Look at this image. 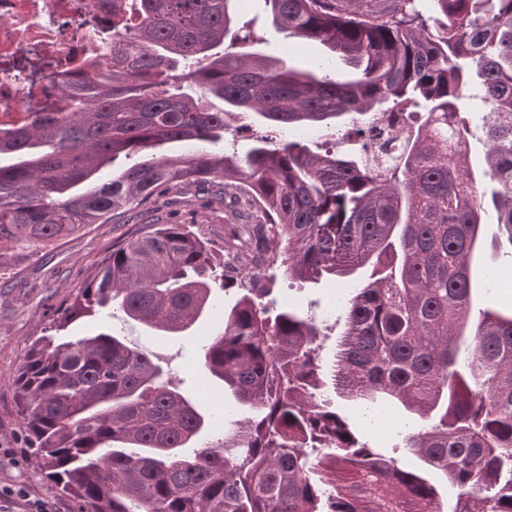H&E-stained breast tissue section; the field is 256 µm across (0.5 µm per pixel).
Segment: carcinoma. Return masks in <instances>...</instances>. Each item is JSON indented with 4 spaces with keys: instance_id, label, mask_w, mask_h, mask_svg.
Segmentation results:
<instances>
[{
    "instance_id": "cac0c4a2",
    "label": "carcinoma",
    "mask_w": 512,
    "mask_h": 512,
    "mask_svg": "<svg viewBox=\"0 0 512 512\" xmlns=\"http://www.w3.org/2000/svg\"><path fill=\"white\" fill-rule=\"evenodd\" d=\"M123 2L109 63L62 82L53 109L0 124V158L14 159L0 163V252L118 221L172 187L218 180L237 206L222 250L188 224L113 243L54 334L30 342L16 397L37 469L75 512H512V311L471 310L483 215L512 246V0H430L428 16L416 0H264L276 31L351 68L334 77L247 50L262 37L236 0ZM394 113L397 134L380 138L372 120ZM244 114L246 150L224 148ZM284 127L336 140L313 152L276 137ZM183 142L201 151L154 153ZM267 238L273 273L243 267ZM366 266L329 379L322 326L277 302L275 271L317 284ZM221 291L237 299L203 367L249 416L220 441L124 337L60 335L111 305L182 333ZM329 386L415 415L403 447L454 497L359 435L321 398Z\"/></svg>"
}]
</instances>
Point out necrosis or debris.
Listing matches in <instances>:
<instances>
[{"label": "necrosis or debris", "instance_id": "1", "mask_svg": "<svg viewBox=\"0 0 512 512\" xmlns=\"http://www.w3.org/2000/svg\"><path fill=\"white\" fill-rule=\"evenodd\" d=\"M113 17L112 0H0V115L56 102L50 75L104 61Z\"/></svg>", "mask_w": 512, "mask_h": 512}]
</instances>
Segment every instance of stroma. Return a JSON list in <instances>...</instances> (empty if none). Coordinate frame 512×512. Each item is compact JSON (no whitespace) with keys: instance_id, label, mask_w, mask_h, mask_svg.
<instances>
[{"instance_id":"1","label":"stroma","mask_w":512,"mask_h":512,"mask_svg":"<svg viewBox=\"0 0 512 512\" xmlns=\"http://www.w3.org/2000/svg\"><path fill=\"white\" fill-rule=\"evenodd\" d=\"M257 52L292 60L294 65L316 64L324 53L317 43H292L285 34L268 31ZM229 203L223 191L178 189L148 204L124 213L117 224H88L66 238L48 245L0 253V448L17 449L16 459L0 458V488L14 489L12 497L0 500V512H29L32 504L46 501L56 512H72V501L57 486L37 471L20 425L16 404L15 376L31 340L48 334L55 310L84 288L88 276L112 248L114 240L133 235L140 225L189 224L217 248L224 245V211ZM500 230L493 214H486L482 226V248L473 263L472 309L495 301L498 309L512 307V286L491 287L489 273L512 277V246L500 244ZM340 284L320 283L304 287L289 285L278 278V302L291 304L304 313L325 319L327 336L321 348L324 363H331L336 337L343 328L336 297ZM236 299L235 293L221 296L218 306L209 309L188 331L163 336L128 319L119 308L102 316L69 326L71 336H85L103 329L124 335L131 344L147 351L167 371L170 381L193 401L196 409L210 421L208 438L224 434V387L203 371L201 347L207 337L224 322V309ZM353 425L365 436L383 438L385 451L403 464L418 459L402 448L397 432L401 427H417L412 415L387 410L365 416L363 410L345 404Z\"/></svg>"}]
</instances>
